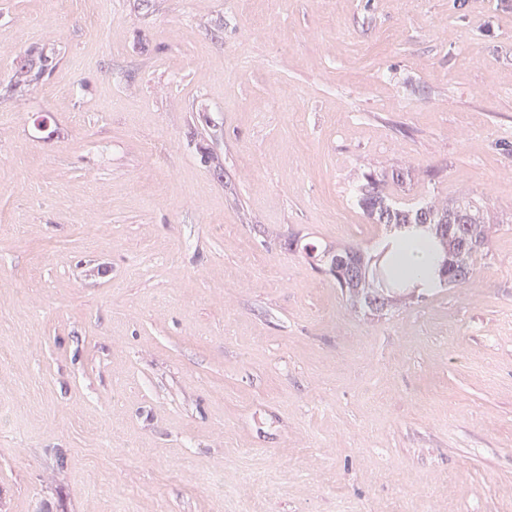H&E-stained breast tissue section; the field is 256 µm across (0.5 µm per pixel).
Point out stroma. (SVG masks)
Listing matches in <instances>:
<instances>
[{"mask_svg":"<svg viewBox=\"0 0 512 512\" xmlns=\"http://www.w3.org/2000/svg\"><path fill=\"white\" fill-rule=\"evenodd\" d=\"M368 174L481 206L469 284L281 248ZM0 512H512V0H0ZM47 61V58L43 57L41 58L40 64L33 67V65L24 58L20 59L13 73L15 85L26 92L32 90L38 84L39 78L48 66Z\"/></svg>","mask_w":512,"mask_h":512,"instance_id":"35a3bbf8","label":"stroma"}]
</instances>
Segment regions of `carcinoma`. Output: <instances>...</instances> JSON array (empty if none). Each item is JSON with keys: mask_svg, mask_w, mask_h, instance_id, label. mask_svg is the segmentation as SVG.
<instances>
[{"mask_svg": "<svg viewBox=\"0 0 512 512\" xmlns=\"http://www.w3.org/2000/svg\"><path fill=\"white\" fill-rule=\"evenodd\" d=\"M47 67V58L38 66L20 59L13 79L24 91L32 90ZM359 206L374 224L389 228L390 235L374 254L353 246H322L295 237L283 247L298 252L330 275L346 294L354 309L381 314L415 296L438 288L460 287L471 280L477 257L485 249L472 243L489 244L494 225L487 223L483 212L467 197L453 205L429 200L406 206L392 201L381 181L369 178L359 190ZM422 246L433 254L434 276L426 285L411 278L400 265V257ZM448 256V266L441 264Z\"/></svg>", "mask_w": 512, "mask_h": 512, "instance_id": "carcinoma-1", "label": "carcinoma"}]
</instances>
